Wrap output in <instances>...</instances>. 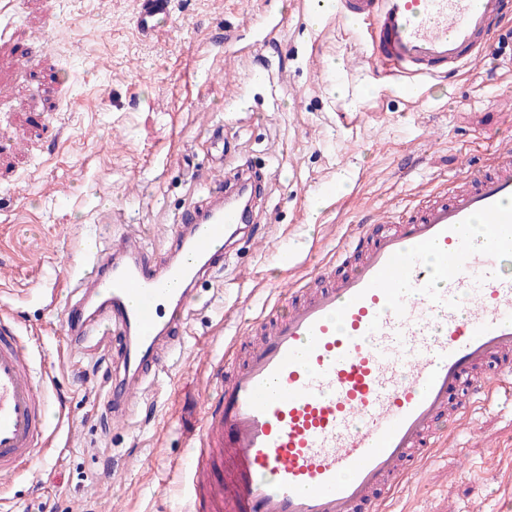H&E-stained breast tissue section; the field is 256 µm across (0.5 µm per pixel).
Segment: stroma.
Masks as SVG:
<instances>
[{
	"label": "stroma",
	"instance_id": "obj_1",
	"mask_svg": "<svg viewBox=\"0 0 512 512\" xmlns=\"http://www.w3.org/2000/svg\"><path fill=\"white\" fill-rule=\"evenodd\" d=\"M139 0H0V314L36 346V368L76 440L0 481V512H177L170 470L191 443L208 379L263 305L335 259L362 217L403 211L512 143V27L497 59L408 98L370 33L302 0H173L158 34ZM276 22L275 39L265 24ZM44 48L28 72L17 56ZM266 68L256 81L253 69ZM248 165L260 234L199 288L180 351L126 422L105 420L111 337L67 357L69 271L132 231L162 252L199 201L195 170ZM447 427L392 512H512V404Z\"/></svg>",
	"mask_w": 512,
	"mask_h": 512
}]
</instances>
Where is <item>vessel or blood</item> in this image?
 <instances>
[{
    "label": "vessel or blood",
    "instance_id": "b4317fda",
    "mask_svg": "<svg viewBox=\"0 0 512 512\" xmlns=\"http://www.w3.org/2000/svg\"><path fill=\"white\" fill-rule=\"evenodd\" d=\"M371 31L392 76L453 75L491 52L503 0H337ZM171 0H140L153 33ZM393 218L365 220L335 264L290 284L286 311L255 321L242 365L217 379L198 437L178 464L188 512H356L393 497L446 447L444 422L512 400V160ZM204 204L173 219L167 251L114 238L87 252L67 309L75 334L120 339L124 373L105 410L123 419L174 352L188 300L223 267L251 217L223 180L199 182ZM55 399L33 370L15 319L0 316V476L67 444L50 426Z\"/></svg>",
    "mask_w": 512,
    "mask_h": 512
}]
</instances>
